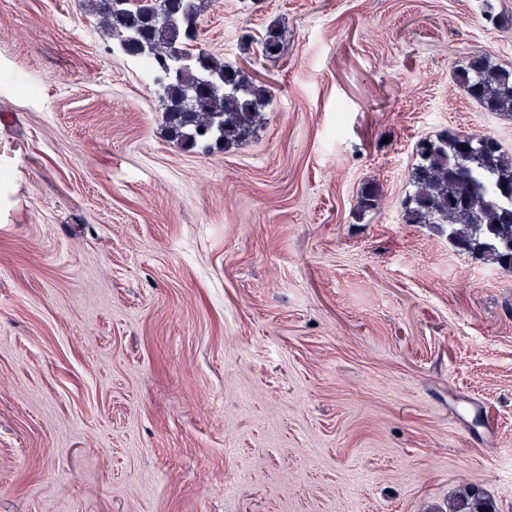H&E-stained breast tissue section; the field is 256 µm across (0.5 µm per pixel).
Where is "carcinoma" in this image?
<instances>
[{
	"mask_svg": "<svg viewBox=\"0 0 512 512\" xmlns=\"http://www.w3.org/2000/svg\"><path fill=\"white\" fill-rule=\"evenodd\" d=\"M171 22L139 27L140 7L99 0L102 22L124 52L160 62L156 82L171 137L185 145L208 141L226 149L251 134L270 103L268 92L212 54L198 51L195 0H165ZM455 81L487 112L512 114V66L473 56ZM408 224H446L448 240L512 272V155L485 134L424 138L416 149ZM449 512H496L490 500L464 491Z\"/></svg>",
	"mask_w": 512,
	"mask_h": 512,
	"instance_id": "cac0c4a2",
	"label": "carcinoma"
}]
</instances>
